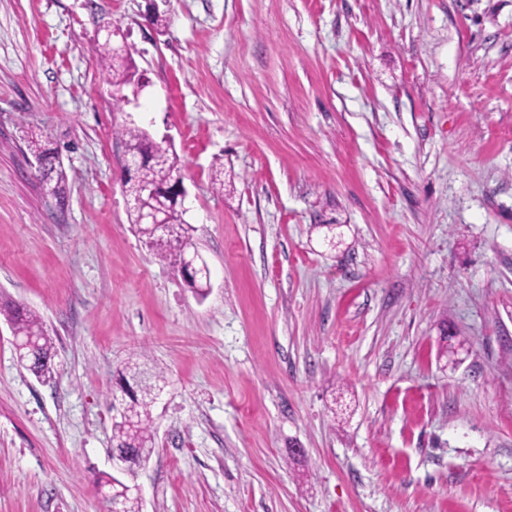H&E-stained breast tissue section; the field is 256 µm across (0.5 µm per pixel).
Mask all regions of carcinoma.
<instances>
[{
	"mask_svg": "<svg viewBox=\"0 0 512 512\" xmlns=\"http://www.w3.org/2000/svg\"><path fill=\"white\" fill-rule=\"evenodd\" d=\"M92 52L112 87L120 90L130 84L134 62L128 44L112 45V33L109 32L104 41L93 44ZM113 135L124 147L134 150L138 155L134 171L137 184L157 187L163 191L175 187L179 168L171 146L151 143L146 131L133 123L113 128ZM28 149L32 155L45 161L43 169L38 173L44 190L57 200L64 198L68 177L62 165L55 162V150L38 136L28 140ZM129 217L135 234L161 261L172 260L177 263L182 252L191 246L192 226L174 210L164 213V229L161 232L153 224L141 223L140 215L135 210L129 211ZM2 311L15 333L14 340L20 342L15 347L18 360L31 372L47 376L52 371L54 341L44 330L39 315L21 305L8 303L0 305ZM116 384L126 387V390L124 414L112 424V451L125 455L133 466L150 458L154 445L153 412L159 395L167 388V381L161 373L129 360L117 371ZM116 483V477L110 473L100 476L96 481L108 507L119 508L122 512H142V499L116 486Z\"/></svg>",
	"mask_w": 512,
	"mask_h": 512,
	"instance_id": "1",
	"label": "carcinoma"
}]
</instances>
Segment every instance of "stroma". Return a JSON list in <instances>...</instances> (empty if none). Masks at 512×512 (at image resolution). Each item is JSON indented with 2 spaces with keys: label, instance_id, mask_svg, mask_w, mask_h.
Returning <instances> with one entry per match:
<instances>
[{
  "label": "stroma",
  "instance_id": "stroma-1",
  "mask_svg": "<svg viewBox=\"0 0 512 512\" xmlns=\"http://www.w3.org/2000/svg\"><path fill=\"white\" fill-rule=\"evenodd\" d=\"M130 118L206 297L130 227ZM1 296L56 355L35 377L0 317V512H106L134 353L169 381L144 512H512V0H0ZM92 52L97 57L101 70L112 87L121 90L130 84L134 62L131 48L126 42L114 47L112 33L108 32L103 42L97 39L92 46ZM113 135L138 155L134 171L138 185L163 191L175 187L174 181L179 177L178 159L170 145L151 143L146 131L133 123L114 127ZM27 144L32 155L41 157L45 161L43 169L37 176L44 190L57 200L64 199L68 189V177L62 165L54 160L55 150L48 147L47 141H43L41 136H31Z\"/></svg>",
  "mask_w": 512,
  "mask_h": 512
}]
</instances>
